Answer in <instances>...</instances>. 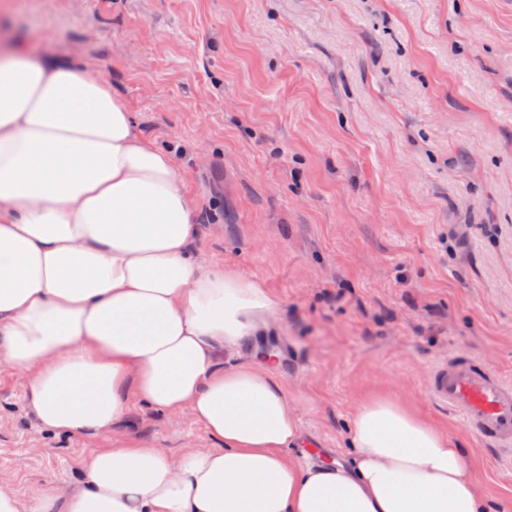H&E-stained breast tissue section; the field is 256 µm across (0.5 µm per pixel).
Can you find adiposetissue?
Wrapping results in <instances>:
<instances>
[{
    "label": "adipose tissue",
    "instance_id": "ef3b65f1",
    "mask_svg": "<svg viewBox=\"0 0 512 512\" xmlns=\"http://www.w3.org/2000/svg\"><path fill=\"white\" fill-rule=\"evenodd\" d=\"M199 232L172 155L100 71L0 41V362L50 430L110 432L135 398L216 442L104 448L26 497L1 480L0 512H491L459 442L395 397L359 405L341 458L296 459L284 382L240 352L277 303L201 263Z\"/></svg>",
    "mask_w": 512,
    "mask_h": 512
}]
</instances>
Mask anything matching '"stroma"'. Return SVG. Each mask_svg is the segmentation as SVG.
Listing matches in <instances>:
<instances>
[{"instance_id": "obj_1", "label": "stroma", "mask_w": 512, "mask_h": 512, "mask_svg": "<svg viewBox=\"0 0 512 512\" xmlns=\"http://www.w3.org/2000/svg\"><path fill=\"white\" fill-rule=\"evenodd\" d=\"M8 23L93 63L172 150L198 257L281 305L276 372L309 446L343 452L359 404L389 394L512 512V470L427 390L455 354L512 382V0H26ZM25 392L0 367V478L22 493L73 486L91 452L132 440L215 445L137 401L108 434H58Z\"/></svg>"}]
</instances>
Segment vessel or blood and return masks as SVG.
<instances>
[{"label": "vessel or blood", "mask_w": 512, "mask_h": 512, "mask_svg": "<svg viewBox=\"0 0 512 512\" xmlns=\"http://www.w3.org/2000/svg\"><path fill=\"white\" fill-rule=\"evenodd\" d=\"M428 392L459 414L466 429L512 468V382L480 359L453 356L433 365Z\"/></svg>", "instance_id": "obj_1"}]
</instances>
